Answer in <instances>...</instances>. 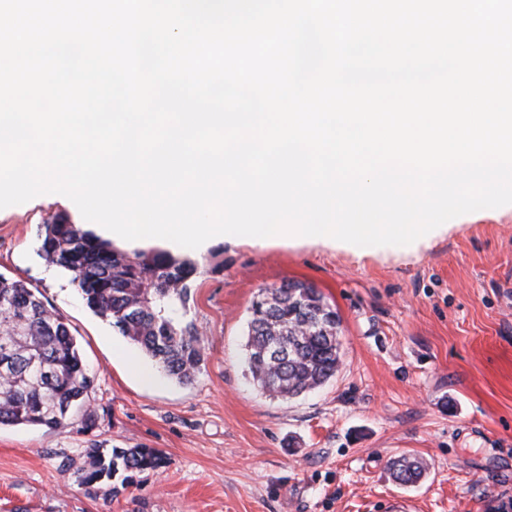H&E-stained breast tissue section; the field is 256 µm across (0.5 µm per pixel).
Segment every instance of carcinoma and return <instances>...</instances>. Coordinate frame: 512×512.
<instances>
[{"mask_svg":"<svg viewBox=\"0 0 512 512\" xmlns=\"http://www.w3.org/2000/svg\"><path fill=\"white\" fill-rule=\"evenodd\" d=\"M40 252L71 275L86 306L148 355L169 378L192 382L204 361L198 329L187 311L190 291L209 262L151 250L130 254L65 217L40 230ZM341 319L323 295L301 281L263 288L252 302L245 363L262 393L290 399L322 386L338 370ZM0 426L58 427L86 409L93 379L64 318L21 280L0 274ZM149 448L86 450L81 483L92 487L119 472L160 467ZM425 466L402 457L392 463L401 485L417 483Z\"/></svg>","mask_w":512,"mask_h":512,"instance_id":"obj_1","label":"carcinoma"}]
</instances>
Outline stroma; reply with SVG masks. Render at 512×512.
Listing matches in <instances>:
<instances>
[{
	"label": "stroma",
	"mask_w": 512,
	"mask_h": 512,
	"mask_svg": "<svg viewBox=\"0 0 512 512\" xmlns=\"http://www.w3.org/2000/svg\"><path fill=\"white\" fill-rule=\"evenodd\" d=\"M67 197L0 209V274L69 323L94 377L92 425L0 428V512H512V206L452 219L430 246L364 256L305 242L210 245L187 318L204 363L182 385L146 384L149 357L86 306L39 252ZM285 280L317 288L341 318V362L322 387L266 397L244 363L250 307ZM150 448L160 467L87 488L92 446ZM427 465L411 486L391 462Z\"/></svg>",
	"instance_id": "35a3bbf8"
}]
</instances>
